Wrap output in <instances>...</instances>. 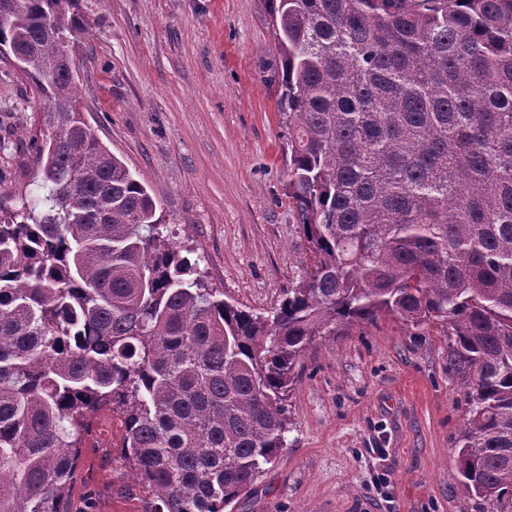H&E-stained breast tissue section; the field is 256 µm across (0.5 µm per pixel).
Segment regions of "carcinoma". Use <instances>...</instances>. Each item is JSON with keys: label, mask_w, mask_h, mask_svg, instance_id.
<instances>
[{"label": "carcinoma", "mask_w": 512, "mask_h": 512, "mask_svg": "<svg viewBox=\"0 0 512 512\" xmlns=\"http://www.w3.org/2000/svg\"><path fill=\"white\" fill-rule=\"evenodd\" d=\"M0 40L44 102L39 175L0 210V512H73L96 414L149 512H226L286 448L294 369L380 316L448 337L477 512H512V0H265L304 275L224 299L48 70L78 0H15ZM67 108L56 111L57 105Z\"/></svg>", "instance_id": "1"}]
</instances>
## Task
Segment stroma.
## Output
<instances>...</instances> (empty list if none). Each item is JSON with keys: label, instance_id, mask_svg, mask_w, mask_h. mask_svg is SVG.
<instances>
[{"label": "stroma", "instance_id": "obj_1", "mask_svg": "<svg viewBox=\"0 0 512 512\" xmlns=\"http://www.w3.org/2000/svg\"><path fill=\"white\" fill-rule=\"evenodd\" d=\"M70 44L88 123L146 185L225 298L278 307L309 253L288 204L280 59L264 0H80ZM43 103L0 55V207L38 170ZM279 460L233 512H474L448 340L389 317L319 337L296 367ZM116 448H82L77 512H147Z\"/></svg>", "mask_w": 512, "mask_h": 512}]
</instances>
